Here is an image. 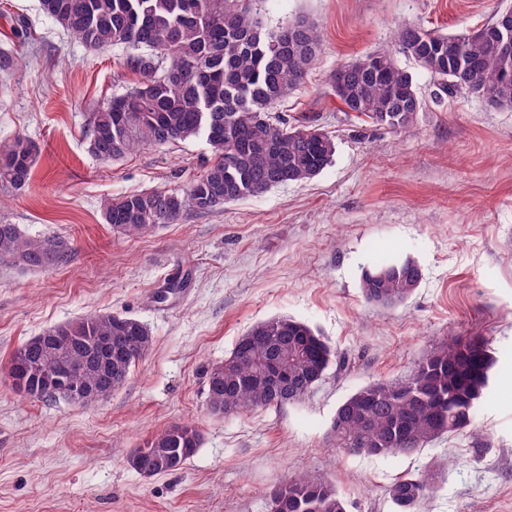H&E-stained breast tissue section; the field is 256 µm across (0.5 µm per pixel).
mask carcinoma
<instances>
[{
	"mask_svg": "<svg viewBox=\"0 0 512 512\" xmlns=\"http://www.w3.org/2000/svg\"><path fill=\"white\" fill-rule=\"evenodd\" d=\"M42 12L90 50L120 48L139 85L104 102L91 114L88 150L108 162L143 145L160 146L203 136L214 161L182 191L154 190L110 198L105 223L126 238L174 224L187 211L206 213L274 187L312 179L333 160L336 144L315 126L288 129L272 115L298 90L321 47L316 23L300 15L265 24L253 0H40ZM504 9L485 25L453 34L406 24L396 45L434 79L438 94H466L512 111V28ZM346 111L384 129L407 128L422 101L410 73L389 49L373 51L336 68L331 77ZM37 150L17 136L0 146V187L19 191L31 178ZM70 249L59 236L31 237L18 224L0 223V269L53 270ZM422 278L412 259L362 268L365 300L382 307L403 304ZM84 366L73 379L83 405L107 399L154 347L148 327L125 315H88L51 327L22 342L4 372L11 389L32 400L67 398L48 382L54 364L45 358L54 341ZM279 359L291 378L284 387L264 378L266 360ZM343 360L308 323L273 317L253 325L224 362L207 374V409L229 417L301 400ZM496 359L485 344L450 337L418 363L408 378L373 381L336 409L332 447L370 457L414 455L432 442L460 433L478 438V409L488 394ZM202 443L190 423H174L128 456L129 465L153 475L183 468ZM434 489L421 474L397 481L388 494L399 512H414ZM277 512H347L336 487L307 473L269 494Z\"/></svg>",
	"mask_w": 512,
	"mask_h": 512,
	"instance_id": "cac0c4a2",
	"label": "carcinoma"
}]
</instances>
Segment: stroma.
<instances>
[{
    "mask_svg": "<svg viewBox=\"0 0 512 512\" xmlns=\"http://www.w3.org/2000/svg\"><path fill=\"white\" fill-rule=\"evenodd\" d=\"M512 0H261L268 26L304 15L322 45L302 88L275 114L336 142L313 179L186 213L139 238L113 234L103 200L181 189L210 162L205 138L146 145L101 163L90 115L140 80L119 49L87 50L40 0H0V144L38 148L28 189L0 190V222L71 249L49 272L0 271V366L25 339L91 314L134 317L153 351L95 406L33 401L0 374V512H269L267 493L317 472L348 512H397L395 481L434 474L418 512H512V111L436 97L429 73L397 54L422 100L394 133L345 111L336 67L393 47L398 25L445 33L480 27ZM413 259L422 279L403 305L368 303L363 266ZM286 316L320 331L346 364L301 401L228 418L206 409L207 371L255 323ZM484 337L498 357L478 415L482 442L444 437L419 454L374 458L332 448L337 407L373 379L395 381L443 338ZM203 440L183 469L146 478L127 456L166 426ZM454 455L458 464L443 470Z\"/></svg>",
    "mask_w": 512,
    "mask_h": 512,
    "instance_id": "obj_1",
    "label": "stroma"
}]
</instances>
